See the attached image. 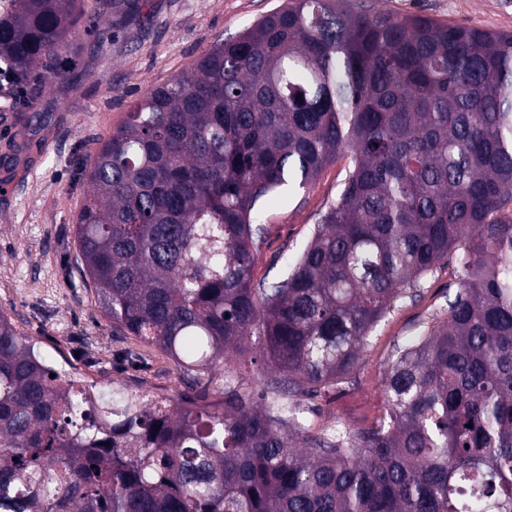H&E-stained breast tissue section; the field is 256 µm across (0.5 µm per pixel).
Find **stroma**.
I'll return each instance as SVG.
<instances>
[{
	"mask_svg": "<svg viewBox=\"0 0 512 512\" xmlns=\"http://www.w3.org/2000/svg\"><path fill=\"white\" fill-rule=\"evenodd\" d=\"M353 10L512 32V0H348ZM285 0H149L138 21L106 42L82 35L62 64L78 84L52 81L46 95L14 107L0 97V311L38 338L52 360L69 359L78 381L128 382L112 364L116 351L138 346L146 392L171 395L187 386L158 348L137 345L99 309L71 269L74 225L84 200L83 170L100 140L111 136L149 87L191 66L216 39L231 40ZM350 165L347 154L322 168L304 189H281L257 205L261 240L254 281L275 278L310 241L337 203ZM461 271L449 252L425 275L416 296L396 302L374 327L354 369L336 387L308 400L311 433L341 423L357 432L378 422L386 400L381 381L396 349L443 316Z\"/></svg>",
	"mask_w": 512,
	"mask_h": 512,
	"instance_id": "obj_1",
	"label": "stroma"
}]
</instances>
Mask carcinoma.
Returning <instances> with one entry per match:
<instances>
[{
  "label": "carcinoma",
  "mask_w": 512,
  "mask_h": 512,
  "mask_svg": "<svg viewBox=\"0 0 512 512\" xmlns=\"http://www.w3.org/2000/svg\"><path fill=\"white\" fill-rule=\"evenodd\" d=\"M147 3L105 0L114 26ZM88 9L0 0V60L31 98L45 73L77 81L59 59ZM344 149L338 204L254 283L257 201ZM84 179L81 278L198 391L79 386L0 312V512H512V32L290 0L149 89ZM450 249L460 286L397 349L386 415L309 434L302 398Z\"/></svg>",
  "instance_id": "cac0c4a2"
}]
</instances>
